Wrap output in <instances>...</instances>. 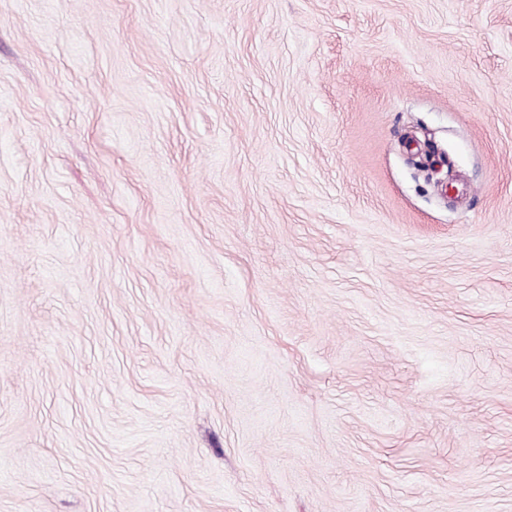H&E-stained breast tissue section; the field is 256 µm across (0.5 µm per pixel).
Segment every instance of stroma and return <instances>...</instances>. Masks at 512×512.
Returning a JSON list of instances; mask_svg holds the SVG:
<instances>
[{
    "instance_id": "stroma-1",
    "label": "stroma",
    "mask_w": 512,
    "mask_h": 512,
    "mask_svg": "<svg viewBox=\"0 0 512 512\" xmlns=\"http://www.w3.org/2000/svg\"><path fill=\"white\" fill-rule=\"evenodd\" d=\"M0 512H512V0H0Z\"/></svg>"
}]
</instances>
